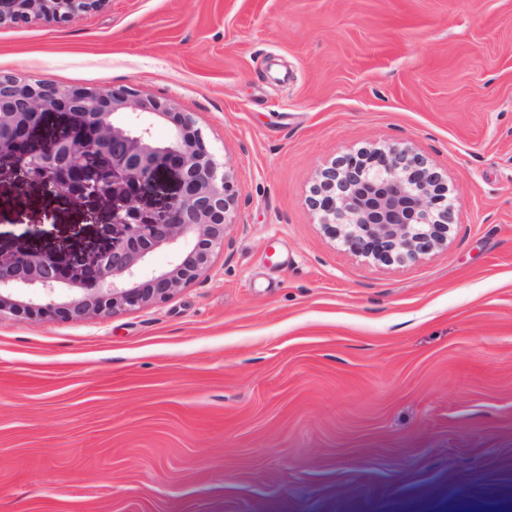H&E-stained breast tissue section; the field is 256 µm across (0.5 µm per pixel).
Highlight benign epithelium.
<instances>
[{
	"mask_svg": "<svg viewBox=\"0 0 512 512\" xmlns=\"http://www.w3.org/2000/svg\"><path fill=\"white\" fill-rule=\"evenodd\" d=\"M107 0H0V22H57ZM169 122L164 140L154 127ZM50 125L57 135L45 141ZM76 204L121 194L109 242L68 260L50 251L0 253V313L85 322L152 306L194 282L224 249L233 201L229 176L188 112L130 88H61L0 76V167ZM172 178L177 191L146 214L138 198ZM311 204L353 251L414 259L443 244L454 203L443 178L405 150L345 155L321 170ZM158 250L165 268H149Z\"/></svg>",
	"mask_w": 512,
	"mask_h": 512,
	"instance_id": "1",
	"label": "benign epithelium"
}]
</instances>
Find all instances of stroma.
I'll use <instances>...</instances> for the list:
<instances>
[{"label":"stroma","instance_id":"1","mask_svg":"<svg viewBox=\"0 0 512 512\" xmlns=\"http://www.w3.org/2000/svg\"><path fill=\"white\" fill-rule=\"evenodd\" d=\"M0 74L169 100L234 186L165 301L0 315V512H512V0H107L1 23ZM387 147L454 200L404 261L310 202ZM1 199L0 250L66 257L125 203L7 169Z\"/></svg>","mask_w":512,"mask_h":512}]
</instances>
